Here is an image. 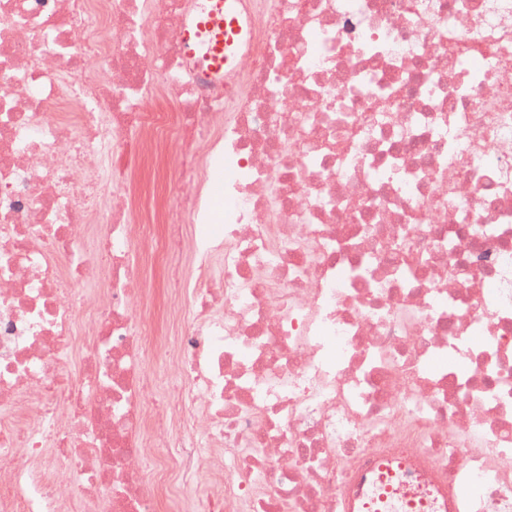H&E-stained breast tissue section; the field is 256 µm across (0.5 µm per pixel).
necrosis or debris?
<instances>
[{"instance_id": "necrosis-or-debris-1", "label": "necrosis or debris", "mask_w": 512, "mask_h": 512, "mask_svg": "<svg viewBox=\"0 0 512 512\" xmlns=\"http://www.w3.org/2000/svg\"><path fill=\"white\" fill-rule=\"evenodd\" d=\"M206 5L0 0V512H512V0H242L221 75ZM166 486L168 500L164 501V510L161 512H197L198 505L210 490V483L204 478L194 485L187 486L175 473L170 475Z\"/></svg>"}]
</instances>
